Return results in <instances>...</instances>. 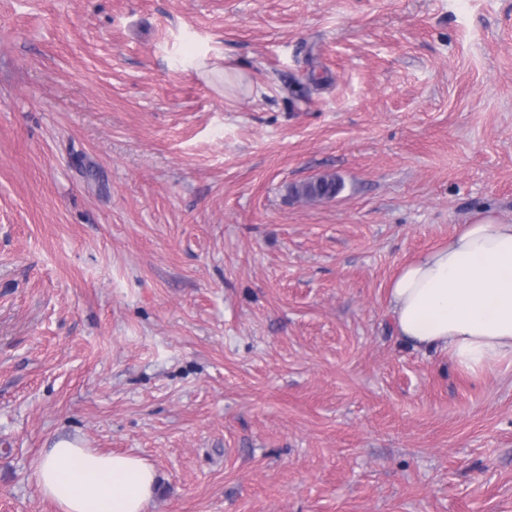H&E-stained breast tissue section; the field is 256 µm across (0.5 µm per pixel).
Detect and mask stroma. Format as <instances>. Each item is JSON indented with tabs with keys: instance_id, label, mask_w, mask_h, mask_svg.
I'll return each instance as SVG.
<instances>
[{
	"instance_id": "1",
	"label": "stroma",
	"mask_w": 512,
	"mask_h": 512,
	"mask_svg": "<svg viewBox=\"0 0 512 512\" xmlns=\"http://www.w3.org/2000/svg\"><path fill=\"white\" fill-rule=\"evenodd\" d=\"M483 206L512 0H0V512L60 437L147 512H512V362L388 310ZM341 188L342 185L335 175H327L304 182L297 193L312 199H331L336 196Z\"/></svg>"
}]
</instances>
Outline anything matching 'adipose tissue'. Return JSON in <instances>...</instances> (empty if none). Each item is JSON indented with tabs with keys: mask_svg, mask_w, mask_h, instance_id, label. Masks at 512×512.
I'll return each instance as SVG.
<instances>
[{
	"mask_svg": "<svg viewBox=\"0 0 512 512\" xmlns=\"http://www.w3.org/2000/svg\"><path fill=\"white\" fill-rule=\"evenodd\" d=\"M389 313L407 341L447 351L477 374L512 359V221L476 212L448 242L405 263L389 284ZM57 512H146L156 475L143 459L60 438L34 470Z\"/></svg>",
	"mask_w": 512,
	"mask_h": 512,
	"instance_id": "1",
	"label": "adipose tissue"
}]
</instances>
